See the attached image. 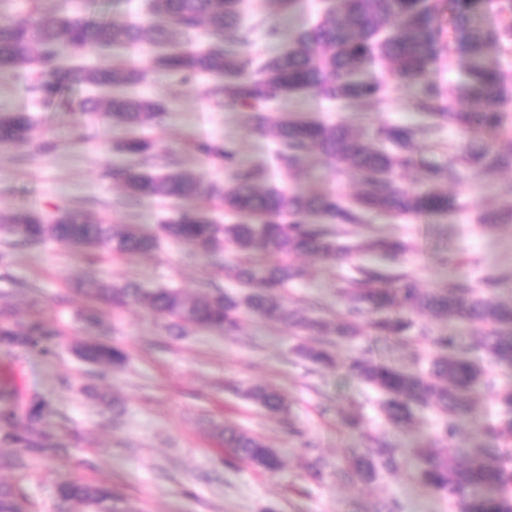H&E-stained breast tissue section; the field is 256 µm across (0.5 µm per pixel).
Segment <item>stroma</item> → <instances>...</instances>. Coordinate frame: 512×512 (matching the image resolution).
Segmentation results:
<instances>
[{
  "label": "stroma",
  "instance_id": "1",
  "mask_svg": "<svg viewBox=\"0 0 512 512\" xmlns=\"http://www.w3.org/2000/svg\"><path fill=\"white\" fill-rule=\"evenodd\" d=\"M323 7L324 0H297L290 14L280 15L268 0H244V23L254 30L252 56L264 58L281 49L266 41L261 29L273 22L288 31L312 24ZM155 53L149 46L115 47L87 53L84 62L93 66L115 58L148 70L134 92L165 103L168 114L139 134L169 148L181 169L230 183L231 170L185 148L186 142L208 140L233 149L240 164L265 169L267 182L295 190L354 191L350 174L331 172L316 155L300 172L274 167L269 134L258 130L247 113L216 105L207 95L210 78L186 82L152 70ZM370 76L384 80L378 69ZM384 82L379 102L346 106L307 94L272 104L265 113L346 121L367 132L385 124L430 125V118L414 108L415 87ZM26 84L24 71L0 72V110L32 113L36 136L55 149L39 155L0 148V210L71 208L113 224H158L168 211L165 204L145 200L124 206L123 190L103 176L106 168L129 165L115 145L130 136V129L101 122L88 132L67 109L44 111ZM510 182L512 171L487 179L463 175L448 186L457 209L445 217L403 222L365 213L346 242L381 234L406 242L407 250L394 261L370 254L341 263L305 259L307 275L285 293L286 303L335 318L343 307L342 281L359 265L412 277L425 288L464 273L475 281L490 273H512V223L477 221L481 210L512 207V197L500 191ZM447 244L480 257L481 266L464 272L437 265L433 255ZM91 275L146 288L173 285L191 294L233 287L223 262L184 245L165 242L150 254L105 256L92 263L62 244L13 246L0 236V308L15 306L18 322L36 316L56 332L46 353L29 345H0V387L10 390V404L46 400L51 411L42 427L61 446L45 457L0 442V457L15 461L0 467V483L21 491L23 512H55V486L64 478L108 485L133 512H375L388 500L397 501L401 512H451L445 495L422 482L417 458L419 449L433 446L439 419L416 407L407 426L390 424L383 395L355 377L349 365L363 356L403 369H427L432 350L418 327L462 332L465 324L418 315L416 331L394 340L365 332L321 338L247 316L232 336L194 328L176 336L141 308L105 307L100 320L112 343L129 355L122 369L113 370L87 363L77 353L89 334L73 286ZM318 344L330 349L333 366L303 358L301 347ZM256 385L284 396L287 413H269L250 400L246 392ZM224 423L264 439L277 450L281 469L271 473L234 458L212 434L214 425ZM367 435H384L394 443L398 468L378 470L365 484L339 476L345 450L360 447Z\"/></svg>",
  "mask_w": 512,
  "mask_h": 512
}]
</instances>
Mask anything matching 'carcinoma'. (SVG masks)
Wrapping results in <instances>:
<instances>
[{
  "instance_id": "1",
  "label": "carcinoma",
  "mask_w": 512,
  "mask_h": 512,
  "mask_svg": "<svg viewBox=\"0 0 512 512\" xmlns=\"http://www.w3.org/2000/svg\"><path fill=\"white\" fill-rule=\"evenodd\" d=\"M499 15L494 26L477 21L484 0H329L318 22L291 35L280 53L258 61L245 48L250 32L241 23V0H143L146 20L118 22L90 13H71L65 5L20 18L0 12V71L34 70L29 91L46 109L68 102L81 116L103 115L110 123L126 127L157 125L166 107L153 99L113 95L70 99L84 85L100 89L141 82L145 71L122 63L84 68L66 63L90 51L115 45L150 43L167 50L152 59V68L190 80L208 76L211 99L226 110L253 112L275 142L274 161L292 172L300 168L311 150L326 166L350 171L360 188L352 196L330 191H295L278 185H260V173L238 169L228 187L206 181L176 166L172 152L145 137L129 138L117 148L140 161L136 170L114 167L105 176L123 186L135 201L163 200L173 213L153 228L133 224H105L86 213L58 208L45 213L35 208L0 211V233L15 244L38 245L52 240L90 258L148 253L163 240L186 243L209 255H234L233 278L240 291H204L188 295L179 288L145 289L134 283H115L90 276L77 285L86 300L87 322L101 306H139L163 321L176 335L188 327L224 332L229 336L243 315L277 320L297 331L317 336H355L365 324L379 336H401L412 321L405 312L460 319L471 328L465 343L457 336L426 337L436 352L430 369L408 371L389 364L356 360L351 371L386 396L384 411L400 425L413 406L431 407L446 418L440 443L443 447L423 457L426 484L448 495L456 512H512V449L501 441L512 435V388L495 389V383L471 359L478 351L489 362L512 369V306L486 296L501 278L488 276L475 284L463 275L455 282L425 289L401 275L400 285L375 268L360 267L358 276L344 280V311L334 319L301 315L288 309L276 295L303 279L297 265L301 256L325 261L345 260L366 250L396 258L404 250L400 241L371 238L355 247L340 238L348 226L362 222L367 211L409 219L446 215L456 209L442 180L460 179L464 171L492 177L512 169V121L505 107L512 103V71L502 67L499 56L512 49V0H491ZM452 14L454 39L447 45V14ZM205 29L209 40L201 48L188 46L191 37ZM461 61L467 75L463 95L443 99L430 74L443 56ZM380 66L400 85L418 86L415 107L434 125L459 131L462 142L433 148L446 156L443 165L428 166L418 190L400 187L397 172L419 165L418 137L412 126L381 125L370 139H363L344 121L282 117L275 122L261 114L266 106L291 97L314 93L339 102L378 99L384 84L366 82L358 75ZM35 122L27 112L0 111V145L48 153L52 145L35 142ZM215 163L231 167L232 149L208 141L187 145ZM196 199L200 206H180ZM222 210L236 218L232 224L217 221ZM442 265L480 264V259H460L448 248L437 255ZM51 335L40 323L21 330L0 311V344L37 345ZM78 354L89 363L113 369L127 361L125 351L109 342L92 341ZM315 365L332 362L328 350L315 346L302 350ZM495 390L503 414L484 427L486 444L469 445L460 422L468 416L473 397L481 390ZM249 397L272 413L286 405L281 396L255 387ZM48 404L34 400L19 412H0V441L16 448L53 453L54 438L40 430ZM224 447L233 455L265 471L281 466L278 453L261 438L226 424L215 427ZM398 464L396 450L384 439L371 437L363 448H349L345 475L366 482L379 468ZM57 512H120L112 488L64 479L55 489ZM0 512H21L15 487L0 484Z\"/></svg>"
}]
</instances>
